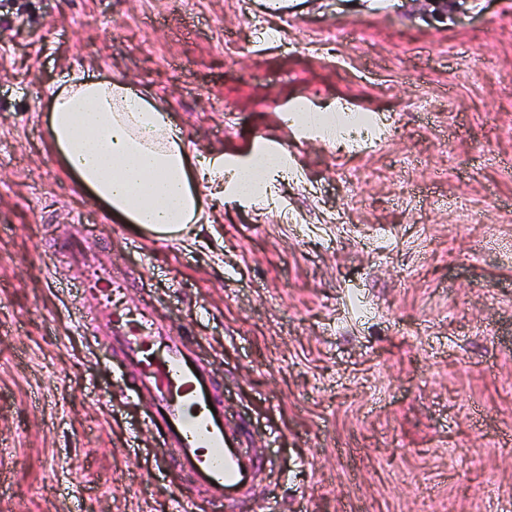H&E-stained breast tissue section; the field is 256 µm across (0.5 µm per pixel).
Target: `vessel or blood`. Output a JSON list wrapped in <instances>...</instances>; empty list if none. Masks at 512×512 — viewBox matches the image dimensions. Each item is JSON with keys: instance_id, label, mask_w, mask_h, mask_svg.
<instances>
[{"instance_id": "vessel-or-blood-1", "label": "vessel or blood", "mask_w": 512, "mask_h": 512, "mask_svg": "<svg viewBox=\"0 0 512 512\" xmlns=\"http://www.w3.org/2000/svg\"><path fill=\"white\" fill-rule=\"evenodd\" d=\"M124 289L125 279L117 271L95 268L78 323L99 324L110 346L123 354L147 403V422L162 424V446L186 481L202 486L218 512L239 505L259 475L260 450L230 425L210 372L181 327L155 323L146 306L134 322L112 314L110 298Z\"/></svg>"}]
</instances>
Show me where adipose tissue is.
I'll return each mask as SVG.
<instances>
[{
	"instance_id": "1",
	"label": "adipose tissue",
	"mask_w": 512,
	"mask_h": 512,
	"mask_svg": "<svg viewBox=\"0 0 512 512\" xmlns=\"http://www.w3.org/2000/svg\"><path fill=\"white\" fill-rule=\"evenodd\" d=\"M48 128L83 192L113 219L164 239L203 221L205 198L255 199L261 176L288 165L276 146L238 163L194 155L167 101L118 79L71 76L51 94Z\"/></svg>"
}]
</instances>
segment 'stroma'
Masks as SVG:
<instances>
[{
  "label": "stroma",
  "instance_id": "1",
  "mask_svg": "<svg viewBox=\"0 0 512 512\" xmlns=\"http://www.w3.org/2000/svg\"><path fill=\"white\" fill-rule=\"evenodd\" d=\"M70 70L167 98L190 150L278 143L273 202L112 221L49 145ZM93 256L271 461L240 512H512V0H0V512H215L71 327ZM307 112L298 113L297 125L300 128H306L318 131L323 134V129H328L336 134V128L347 132L348 118L347 115L338 114L335 112H321L312 109H307Z\"/></svg>",
  "mask_w": 512,
  "mask_h": 512
}]
</instances>
